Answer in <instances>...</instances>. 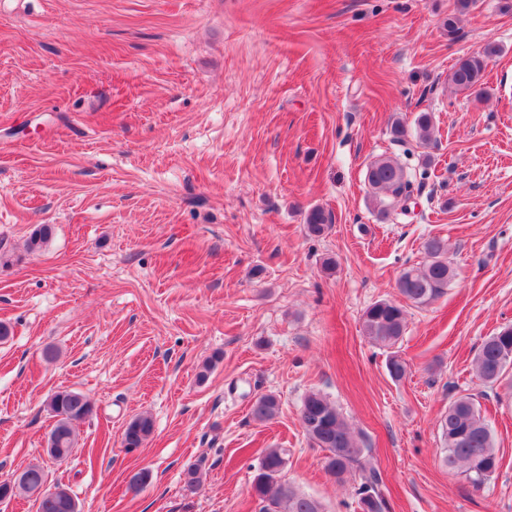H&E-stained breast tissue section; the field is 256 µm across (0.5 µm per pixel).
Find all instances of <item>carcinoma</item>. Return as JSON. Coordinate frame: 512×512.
I'll list each match as a JSON object with an SVG mask.
<instances>
[{"label": "carcinoma", "mask_w": 512, "mask_h": 512, "mask_svg": "<svg viewBox=\"0 0 512 512\" xmlns=\"http://www.w3.org/2000/svg\"><path fill=\"white\" fill-rule=\"evenodd\" d=\"M497 53L495 45L487 44L478 51L458 58L448 74L449 83L460 92H471L483 86L488 61ZM413 125L420 140L431 139L434 132L431 113H417ZM365 180L376 202V216L380 221L390 216V200L409 198L410 181L404 168L391 157L380 156L371 161ZM330 224L331 217L323 208L315 207L309 211L306 226L310 235H323ZM51 234L49 225H40L29 239V249L42 248ZM423 249L427 261L405 268L396 285L405 299L419 306H428L444 294L454 271L444 239L429 237L424 241ZM405 329L406 311L391 300L373 303L361 316L363 335L389 350L386 369L395 381L402 380L408 373V363L395 351ZM474 370L482 382L491 385L508 376L512 370V326L483 341L474 359ZM46 409L55 418L49 432L48 447L59 449L68 459L76 447V424L92 417L95 406L84 393L66 389L53 393L46 401ZM279 412L280 401L274 394L257 397L251 406L252 418L259 423L273 420ZM300 422L308 438L326 451L324 468L337 481L343 482L345 475L359 472L360 483L356 495L360 512H388L380 474L375 468L362 463L364 449L336 405L322 393L311 391L303 399ZM153 427L150 416H135L124 430L125 448L140 447L152 434ZM438 429L444 444L443 466L463 475L476 490L486 486L498 470L499 457L493 430L474 398L461 395L452 400L448 404V411L439 421ZM286 465L284 449L268 448L264 451L251 486L253 496L264 503L263 512H324L319 500L299 492L282 480ZM24 473V481L11 485L0 482V498L30 497L32 488L49 477L47 469L39 463L28 465ZM51 489V493L36 500L37 512H79L77 499L66 485L57 482Z\"/></svg>", "instance_id": "1"}]
</instances>
